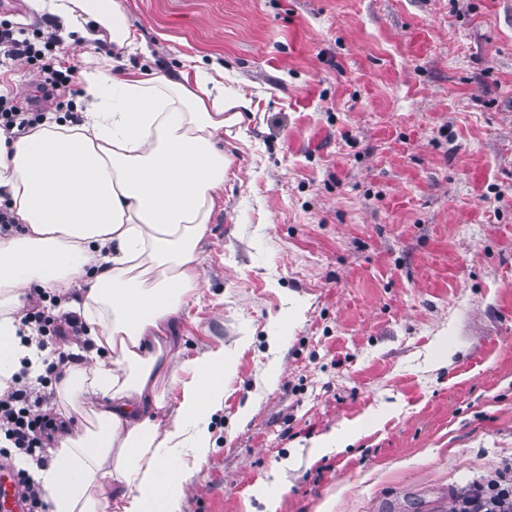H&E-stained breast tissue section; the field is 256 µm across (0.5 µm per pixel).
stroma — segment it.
Wrapping results in <instances>:
<instances>
[{
	"instance_id": "1",
	"label": "stroma",
	"mask_w": 512,
	"mask_h": 512,
	"mask_svg": "<svg viewBox=\"0 0 512 512\" xmlns=\"http://www.w3.org/2000/svg\"><path fill=\"white\" fill-rule=\"evenodd\" d=\"M118 2L152 48L122 68L247 102L171 330L179 378L233 365L181 512H453L512 464V0Z\"/></svg>"
}]
</instances>
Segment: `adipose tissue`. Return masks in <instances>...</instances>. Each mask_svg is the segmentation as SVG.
<instances>
[{
  "mask_svg": "<svg viewBox=\"0 0 512 512\" xmlns=\"http://www.w3.org/2000/svg\"><path fill=\"white\" fill-rule=\"evenodd\" d=\"M66 30L93 24L117 51L149 55L117 0H39ZM81 121H55L14 140L0 134V200L20 233L0 236V378L34 349L14 317L27 288L79 286L72 307L90 325L94 362L60 383L91 401L96 426L50 447L30 472L51 512H181L231 365L223 348L187 361L174 417L161 422L158 383L172 360L164 332L199 287L198 244L224 186V130L244 101L200 69L117 75L108 57L82 73Z\"/></svg>",
  "mask_w": 512,
  "mask_h": 512,
  "instance_id": "obj_1",
  "label": "adipose tissue"
}]
</instances>
